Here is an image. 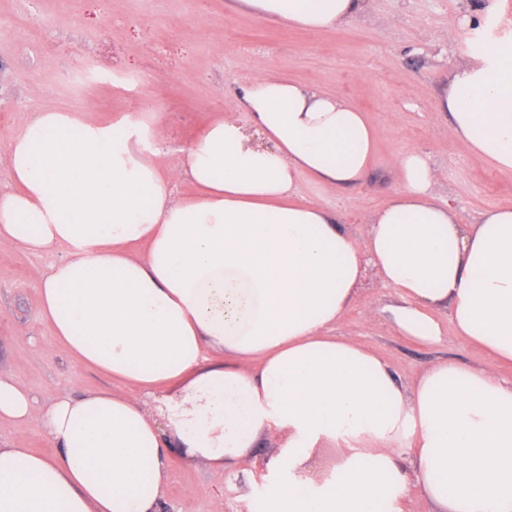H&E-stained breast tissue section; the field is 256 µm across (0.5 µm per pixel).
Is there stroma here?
Instances as JSON below:
<instances>
[{
  "instance_id": "1",
  "label": "stroma",
  "mask_w": 512,
  "mask_h": 512,
  "mask_svg": "<svg viewBox=\"0 0 512 512\" xmlns=\"http://www.w3.org/2000/svg\"><path fill=\"white\" fill-rule=\"evenodd\" d=\"M487 4L489 25L467 27L466 18ZM475 33L512 41V0H367L362 15L327 30L266 20L233 0H0V149L47 110L104 123L154 112L159 145L176 166L216 113L244 116L240 87L262 68L347 99L376 129L363 184L339 191L303 176L305 198L336 209L352 233L366 235L368 219L400 187L396 156L415 148L439 171L436 199L470 224L486 210L512 207V174L475 161L435 109ZM66 257L0 245V374L41 405L68 390L122 388L76 362L39 315L41 283ZM392 294L366 268L335 335L357 337L405 383L436 359L488 363L454 336L444 310L440 344L400 336L381 311ZM276 450L265 440L256 465L221 477L172 452L160 512H260L273 480L266 462Z\"/></svg>"
}]
</instances>
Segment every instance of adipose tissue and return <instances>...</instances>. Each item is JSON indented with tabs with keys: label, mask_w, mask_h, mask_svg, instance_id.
<instances>
[{
	"label": "adipose tissue",
	"mask_w": 512,
	"mask_h": 512,
	"mask_svg": "<svg viewBox=\"0 0 512 512\" xmlns=\"http://www.w3.org/2000/svg\"><path fill=\"white\" fill-rule=\"evenodd\" d=\"M267 19L331 29L364 0H239ZM253 125L212 122L170 166L158 116L110 124L47 111L0 160V245L67 258L39 290L41 316L82 364L121 392H65L37 405L0 377V419L36 423L55 450L0 446V512H159L169 449L215 475L254 461L287 478L263 512H512V208L460 223L434 195L438 173L411 149L401 189L354 237L300 198V175L344 189L370 170L375 130L348 101L257 72L242 88ZM479 162L512 172V44L470 52L437 96ZM186 179L198 189L170 190ZM145 246L136 256L134 246ZM372 264L395 330L424 344L454 332L494 367L429 363L410 384L333 330ZM332 448V465L317 451Z\"/></svg>",
	"instance_id": "ef3b65f1"
}]
</instances>
